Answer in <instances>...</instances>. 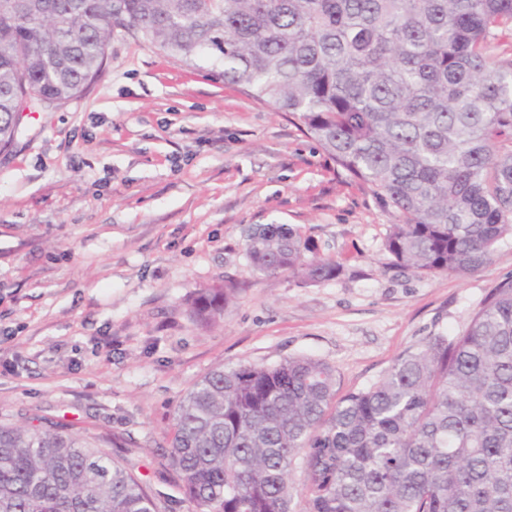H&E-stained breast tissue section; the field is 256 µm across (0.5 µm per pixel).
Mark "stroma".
<instances>
[{"label":"stroma","mask_w":512,"mask_h":512,"mask_svg":"<svg viewBox=\"0 0 512 512\" xmlns=\"http://www.w3.org/2000/svg\"><path fill=\"white\" fill-rule=\"evenodd\" d=\"M393 219L297 120L116 31L100 77L24 113L0 153V422L42 417L111 438L166 512H197L167 459L182 397L219 365L307 356L340 393L404 351L453 335L512 275V239L465 277L389 270ZM254 224H291L343 264L338 279L259 278ZM234 284L218 325L189 298Z\"/></svg>","instance_id":"35a3bbf8"}]
</instances>
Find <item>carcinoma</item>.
<instances>
[{"instance_id": "1", "label": "carcinoma", "mask_w": 512, "mask_h": 512, "mask_svg": "<svg viewBox=\"0 0 512 512\" xmlns=\"http://www.w3.org/2000/svg\"><path fill=\"white\" fill-rule=\"evenodd\" d=\"M512 0H0V149L22 112L63 104L102 70L118 27L297 118L393 216L389 268L466 276L512 239ZM257 277L337 279L298 227L246 237ZM233 288L189 302L224 319ZM167 457L199 512H512V276L470 324L400 354L337 396L310 357L220 365L186 394ZM88 439L0 425V512H160Z\"/></svg>"}]
</instances>
